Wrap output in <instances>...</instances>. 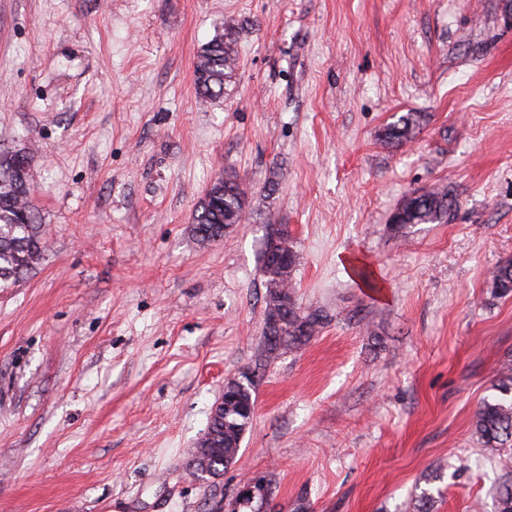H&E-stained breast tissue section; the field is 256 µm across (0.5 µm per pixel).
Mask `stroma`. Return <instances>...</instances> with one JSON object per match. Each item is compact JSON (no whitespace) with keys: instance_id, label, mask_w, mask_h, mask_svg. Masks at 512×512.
Here are the masks:
<instances>
[{"instance_id":"1","label":"stroma","mask_w":512,"mask_h":512,"mask_svg":"<svg viewBox=\"0 0 512 512\" xmlns=\"http://www.w3.org/2000/svg\"><path fill=\"white\" fill-rule=\"evenodd\" d=\"M239 22L224 95L197 51ZM427 117L410 142L379 130ZM0 144L28 147L42 260L0 288V512H494L474 413L512 361V0H0ZM233 172L247 216L192 232ZM446 219L397 229L415 190ZM324 324L264 349L265 217ZM366 262V287L348 258ZM233 466L184 469L227 381ZM454 205L447 188L413 191L402 199L391 221L399 229L411 224H436L448 216ZM491 294L497 298L512 296V259L503 261L493 272Z\"/></svg>"}]
</instances>
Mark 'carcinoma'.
Masks as SVG:
<instances>
[{"mask_svg":"<svg viewBox=\"0 0 512 512\" xmlns=\"http://www.w3.org/2000/svg\"><path fill=\"white\" fill-rule=\"evenodd\" d=\"M236 23L224 22L223 32L216 34L197 54L195 86L200 97L210 99L224 95V84L238 66ZM424 115L409 112L381 132L390 145H400L420 131ZM33 174H19V161L14 148L0 146V284L8 287L21 279L43 257L46 249L43 224L31 201ZM248 191L239 177L226 172L211 184L194 218L193 232L203 243L224 238L227 229L246 219ZM455 205L446 188L413 191L407 194L393 212L391 220L403 229L411 224H436L448 216ZM267 232L262 241L261 263L266 288L281 289L288 298L290 277L296 265V254L286 225L277 224L272 216L265 218ZM491 294L497 298L512 296V259L503 261L493 272ZM291 316L271 323L276 309L275 300H265L263 344L271 353L282 343L285 348L304 345L318 332L323 318L305 314L296 302H291ZM496 395L483 400L474 417V432L478 441L498 459L505 470L504 479L496 490V512H512V366L507 365L494 385ZM253 380L238 390V401L224 406V414L210 417L206 435L224 437V449L213 453L208 472L217 477L224 474L236 460L240 443L253 415L255 405Z\"/></svg>","mask_w":512,"mask_h":512,"instance_id":"obj_1","label":"carcinoma"}]
</instances>
